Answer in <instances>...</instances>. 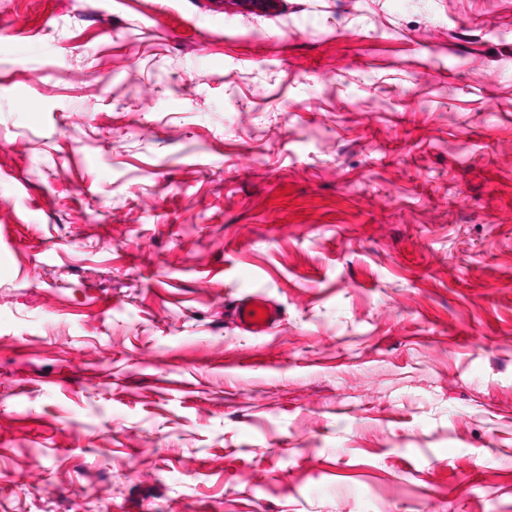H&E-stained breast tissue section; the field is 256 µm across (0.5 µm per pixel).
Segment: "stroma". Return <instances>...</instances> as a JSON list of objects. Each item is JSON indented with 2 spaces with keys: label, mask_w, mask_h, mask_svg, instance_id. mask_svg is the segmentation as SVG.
Masks as SVG:
<instances>
[{
  "label": "stroma",
  "mask_w": 512,
  "mask_h": 512,
  "mask_svg": "<svg viewBox=\"0 0 512 512\" xmlns=\"http://www.w3.org/2000/svg\"><path fill=\"white\" fill-rule=\"evenodd\" d=\"M283 3L0 0V512H512V0ZM261 308L266 313L263 320H255ZM232 320L241 332L251 336H265L280 321V309L277 304L260 291L242 294L231 302Z\"/></svg>",
  "instance_id": "35a3bbf8"
}]
</instances>
